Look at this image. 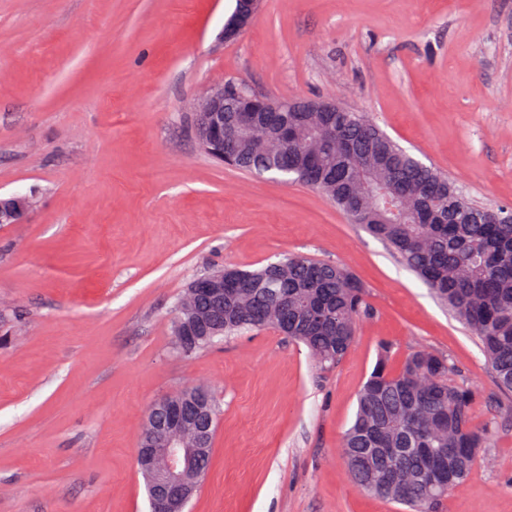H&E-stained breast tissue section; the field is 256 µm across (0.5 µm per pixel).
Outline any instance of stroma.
Returning <instances> with one entry per match:
<instances>
[{"instance_id": "obj_1", "label": "stroma", "mask_w": 512, "mask_h": 512, "mask_svg": "<svg viewBox=\"0 0 512 512\" xmlns=\"http://www.w3.org/2000/svg\"><path fill=\"white\" fill-rule=\"evenodd\" d=\"M0 0V512H150L136 448L150 406L202 385L212 462L187 512H401L339 443L382 346L446 357L494 423L437 512H512V396L480 342L383 241L323 194L229 168L194 132L234 78L375 122L473 202L512 208V0ZM344 266L373 309L326 374L251 330L189 358L176 302L220 267ZM260 0L237 1L236 9L225 27L228 39L238 36L252 21L258 12ZM30 207V200L26 196H13L9 199H0V223L16 224Z\"/></svg>"}]
</instances>
